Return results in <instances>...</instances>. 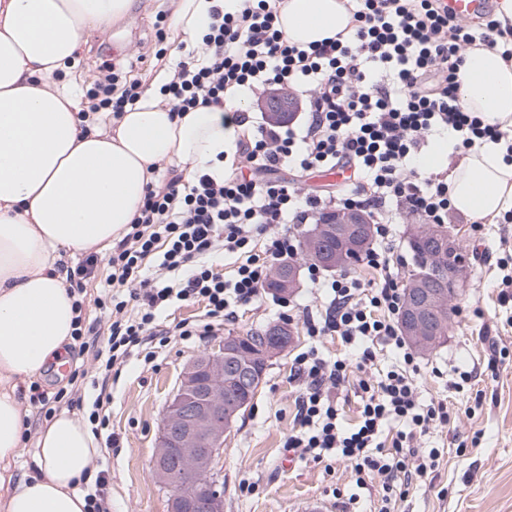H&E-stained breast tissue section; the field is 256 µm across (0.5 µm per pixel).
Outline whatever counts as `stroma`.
Instances as JSON below:
<instances>
[{
  "instance_id": "stroma-1",
  "label": "stroma",
  "mask_w": 512,
  "mask_h": 512,
  "mask_svg": "<svg viewBox=\"0 0 512 512\" xmlns=\"http://www.w3.org/2000/svg\"><path fill=\"white\" fill-rule=\"evenodd\" d=\"M175 0H131L126 14L108 29L86 27L83 52L70 75L79 93L98 78V50L134 64V73L153 84L160 68L152 55L157 33L171 45L181 41L172 18ZM467 248L470 277L453 316L448 341L419 354L418 383L423 398L446 400L457 414L448 428L432 431L423 449H440L434 482H416L397 501L395 512H512V301H502L491 280L496 259L512 253V223H487L450 212ZM296 315L291 322L295 340L273 359L257 394L224 435V512H293L309 494L340 502L345 512H368L381 492L378 481L359 484L353 467L343 461L318 463L289 456L284 448L293 420L297 384L291 380L295 355L309 343L300 317L304 308L323 305L321 294L301 281L289 296ZM276 298L265 294L261 303L240 310L234 323L203 336L171 337L152 362L131 357L112 379L108 431L112 441L100 455L111 469V512H168V489L151 472V459L169 399L176 392L183 367L220 344L225 336L242 335L276 321ZM495 370H488V363ZM461 366L475 369L473 389L455 392L431 369ZM252 482V492L242 491Z\"/></svg>"
}]
</instances>
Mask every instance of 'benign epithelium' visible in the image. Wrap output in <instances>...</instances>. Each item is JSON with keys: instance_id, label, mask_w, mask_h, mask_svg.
<instances>
[{"instance_id": "obj_1", "label": "benign epithelium", "mask_w": 512, "mask_h": 512, "mask_svg": "<svg viewBox=\"0 0 512 512\" xmlns=\"http://www.w3.org/2000/svg\"><path fill=\"white\" fill-rule=\"evenodd\" d=\"M296 107L297 101L287 96L276 95L267 102L271 113L292 112ZM366 222L367 216L360 210L342 211L334 222L309 226L301 248L328 264H340L347 251L361 250L368 244ZM332 236L342 242L343 252L334 254L326 249ZM431 261L430 277L411 281L400 325L402 335L424 352L437 344L442 332V322L433 321L429 312L446 304L445 287L456 289L469 279L466 263L460 261L448 268L443 265L441 248ZM233 379L247 390L259 388L263 379L255 366V356L244 352L238 340L222 342L189 362L181 372L178 389L163 414L152 460L154 479L171 490L169 512H224V474L218 468L224 433L233 426L237 412L252 400L249 394L237 401L236 408L225 406L224 389Z\"/></svg>"}]
</instances>
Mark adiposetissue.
Wrapping results in <instances>:
<instances>
[{"mask_svg": "<svg viewBox=\"0 0 512 512\" xmlns=\"http://www.w3.org/2000/svg\"><path fill=\"white\" fill-rule=\"evenodd\" d=\"M129 0H0V512H87L75 483L100 447L87 423L69 410L38 430V476L13 479L29 410L19 383L62 365L76 311L57 270L63 255L120 239L143 204L158 163L224 175L231 146L226 115L240 110L228 93L223 111L207 107L172 116L157 90H147L115 124L102 113L80 119L77 91L58 79L88 26L108 27ZM238 10L240 0H180L175 31L200 41L211 9ZM343 0H284L279 26L289 41L309 45L348 30ZM461 103L503 133L478 140L448 175L459 213L494 220L512 207V60L471 47L457 71Z\"/></svg>", "mask_w": 512, "mask_h": 512, "instance_id": "obj_1", "label": "adipose tissue"}]
</instances>
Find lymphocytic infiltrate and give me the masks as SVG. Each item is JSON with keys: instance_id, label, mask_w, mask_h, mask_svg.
<instances>
[{"instance_id": "obj_1", "label": "lymphocytic infiltrate", "mask_w": 512, "mask_h": 512, "mask_svg": "<svg viewBox=\"0 0 512 512\" xmlns=\"http://www.w3.org/2000/svg\"><path fill=\"white\" fill-rule=\"evenodd\" d=\"M281 2L242 0L234 13L213 8L196 54L168 69L159 93L174 114L223 108L229 91L258 97L293 89L305 95V118L271 124L234 112L223 179L198 170L147 185L142 207L108 257L107 338L80 323L72 332L79 347H95L101 368L90 382L88 422L93 434L105 429L112 399L107 379L136 351L154 359L147 346L169 307L203 303L211 328L234 321L240 308L262 297L274 264L299 252L293 225L328 210H361L373 217L379 242L361 259L374 278L366 282L350 270L331 276L309 266V283L322 289L327 305L303 315L313 344L294 358L302 389L285 446L379 478L378 512H389L392 498L406 496L427 472L416 461V437L455 419L447 403L420 397V364L398 329L404 259L392 243L402 214L426 224L448 221L447 170L425 174L414 165L429 136L449 129L466 148L500 135L463 109L457 81L465 50L496 47L492 34L500 24L489 18L471 25L449 16L439 0H348L350 33L304 47L279 28ZM99 72L87 109L121 118L140 100L142 83L111 59L101 60ZM334 167L349 176L333 192L305 191L284 177L288 170ZM218 254L232 258L231 274L213 266ZM323 336L356 348L355 359H325L315 344ZM353 374L362 406L358 423L346 429L338 422L336 391ZM388 430L393 436L385 449L379 439Z\"/></svg>"}]
</instances>
